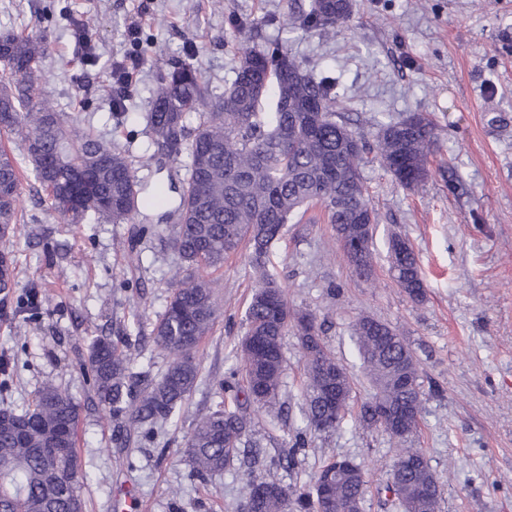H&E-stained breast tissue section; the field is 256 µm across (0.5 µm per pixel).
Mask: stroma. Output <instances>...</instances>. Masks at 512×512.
Listing matches in <instances>:
<instances>
[{
	"label": "stroma",
	"instance_id": "obj_1",
	"mask_svg": "<svg viewBox=\"0 0 512 512\" xmlns=\"http://www.w3.org/2000/svg\"><path fill=\"white\" fill-rule=\"evenodd\" d=\"M311 0H0V34L43 31L38 85L63 115H80L133 155L153 152L144 133L160 72L190 63L223 94L240 62L239 44L285 40L315 74L336 80L353 129L374 141L380 124L412 112L435 123L428 177L397 184L374 153L363 174L377 212L374 270L357 277L320 207L287 224L267 269L291 308L312 314L324 342L352 380V417L330 432L308 433L297 464L282 468L301 424L303 352L282 340L285 385L275 405L250 409L260 443L255 463L234 461L197 478L185 454L196 416L237 365L236 348L255 284L247 249L211 272L221 314L195 351L198 380L178 418L153 438L129 437L127 419L93 405L86 360L93 337L108 336L148 379L168 357L150 333L182 262L168 244L161 211L134 223H64L33 174L23 177V210L11 241L16 295H49L38 313L0 309V361L10 375L0 410L27 408L52 383L80 404L76 453L85 512H244L252 480L274 475L308 483L329 454L367 470L365 512H395L385 490L398 449L383 431L353 416L373 388L351 339L362 315L394 327L413 350L424 391L412 440L439 477L438 512H512V0H356L351 20L329 36L283 25ZM101 19L94 50L75 39L72 22ZM140 19L129 33L132 19ZM142 63L112 106L113 61ZM414 250L422 300L396 284L388 238Z\"/></svg>",
	"mask_w": 512,
	"mask_h": 512
}]
</instances>
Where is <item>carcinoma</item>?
Instances as JSON below:
<instances>
[{"label":"carcinoma","instance_id":"carcinoma-1","mask_svg":"<svg viewBox=\"0 0 512 512\" xmlns=\"http://www.w3.org/2000/svg\"><path fill=\"white\" fill-rule=\"evenodd\" d=\"M354 0H312L303 25L330 33L347 23ZM43 58L40 35H0V131L21 141L24 158L48 192L66 224L105 220L132 222L141 210L162 201L160 190L142 180L137 168L149 169L164 157L184 158L186 177L175 209L177 222L170 244L184 266L171 280L172 295L154 325L151 339L171 356L166 371L150 384L116 343L104 336L89 347L88 369L98 404L115 416L126 415L129 433L148 438L155 425L179 415L197 382L194 352L218 317L214 284L208 271L224 262L243 243L257 289L245 313L247 329L238 348L239 367L219 390L231 399L199 414L186 447L199 475L221 472L235 459L247 434V407L278 398L283 386L281 339L288 327L313 330L315 318L293 312L282 286L266 270V256L285 224L301 210L319 205L333 224L353 272H372L368 247L377 215L365 186L364 154L369 145L336 111L326 79L312 74L288 52L287 43L268 51L243 48L235 78L224 94L213 96L202 72L190 64L161 74L145 134L157 152L133 165L125 152L99 137L78 116L63 117L53 102L37 93L35 77ZM272 96L269 119L260 112ZM435 125L427 114L413 113L381 125L376 156L401 186L413 189L428 175V156L435 145ZM22 166L0 150V300L15 288V266L7 243L16 233ZM391 269L409 296L424 291L417 257L398 236L390 241ZM358 355L376 392L355 421L378 426L384 403L421 414L423 389L419 364L396 329L368 317L353 325ZM306 377L305 406L291 446V456L306 447L307 432L332 431L326 426L332 404L349 405L351 380L323 339L301 342ZM242 377L244 385L236 382ZM80 406L66 389L46 384L31 407L0 411V512H84L78 469L76 432ZM66 449L55 461L41 449L53 441ZM388 491L402 512H438L440 494L424 495L438 482L418 448H402ZM330 484L331 499L347 512H363L365 470L348 457L329 460L309 486L288 488L274 476L256 483L248 498L251 512H317L318 492Z\"/></svg>","mask_w":512,"mask_h":512}]
</instances>
